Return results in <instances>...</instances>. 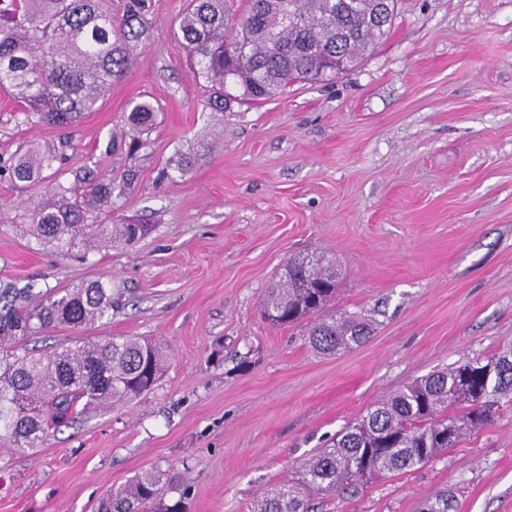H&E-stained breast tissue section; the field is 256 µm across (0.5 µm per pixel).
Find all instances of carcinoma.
<instances>
[{"mask_svg":"<svg viewBox=\"0 0 512 512\" xmlns=\"http://www.w3.org/2000/svg\"><path fill=\"white\" fill-rule=\"evenodd\" d=\"M377 0H246L238 14L227 0H187L179 20L193 78L205 84L202 111L222 112L237 100H261L291 81L336 78L386 34ZM145 0H129L121 18L103 0H0V90L21 104L26 120L71 126L95 110L112 82L133 64L147 35ZM234 85L240 94L229 92ZM158 105L132 103L128 124L137 135L156 122ZM61 156L29 148L11 166L14 182L35 185ZM58 181L33 203L27 231L60 256L86 258L108 244L134 243L151 225L102 217L114 210V182L88 167ZM335 263L324 255L294 258L267 289L264 318L274 327H308L313 351L337 355L364 344L372 322L328 312L335 299ZM112 316V288L95 280L72 288H19L0 280V465L45 447L51 433L82 414L142 398L170 364L167 347L135 336L49 350L28 347L56 324L81 330ZM512 409V344L418 377L347 425L331 444L306 459L289 479L255 503L253 512H314L317 499L359 492L371 480L424 465L469 433ZM159 494L145 473L100 501L98 512H149Z\"/></svg>","mask_w":512,"mask_h":512,"instance_id":"carcinoma-1","label":"carcinoma"}]
</instances>
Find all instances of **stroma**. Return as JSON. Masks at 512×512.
Listing matches in <instances>:
<instances>
[{
  "label": "stroma",
  "mask_w": 512,
  "mask_h": 512,
  "mask_svg": "<svg viewBox=\"0 0 512 512\" xmlns=\"http://www.w3.org/2000/svg\"><path fill=\"white\" fill-rule=\"evenodd\" d=\"M185 0H147V36L96 111L69 128L25 120L0 92V279L112 285L110 320L57 325L38 348L111 336L167 343L170 365L142 399L61 428L0 471V512H95L107 489L152 471L180 512H251L266 490L382 396L512 342V0H400L386 37L329 82L201 109L176 22ZM160 105L136 151L131 101ZM131 186L120 214L148 219L132 244L58 257L25 228L30 189L8 167L28 146ZM184 175L160 173L177 154ZM340 272L332 308L377 324L340 356L303 325L276 328L260 302L297 256ZM512 512V411L433 462L326 499L315 512Z\"/></svg>",
  "instance_id": "stroma-1"
}]
</instances>
